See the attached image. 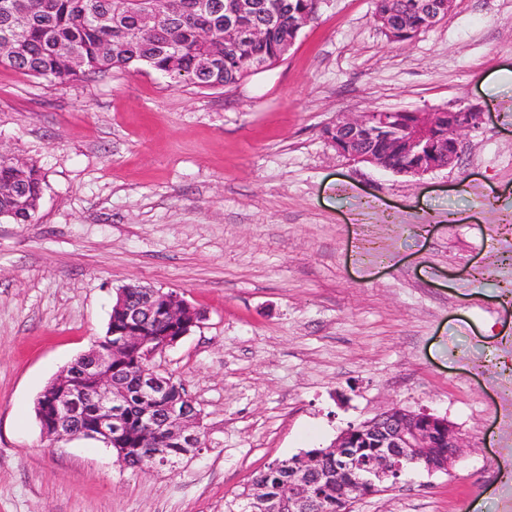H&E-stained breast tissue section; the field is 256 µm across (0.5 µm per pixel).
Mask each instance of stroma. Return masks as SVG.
Here are the masks:
<instances>
[{
    "mask_svg": "<svg viewBox=\"0 0 512 512\" xmlns=\"http://www.w3.org/2000/svg\"><path fill=\"white\" fill-rule=\"evenodd\" d=\"M373 11L322 0L232 89L0 66V149L45 179L34 223H0V512H224L268 464L392 404L446 417L466 448L354 512H512V0H458L407 43ZM463 103L486 123L420 178L322 135L344 113ZM129 282L204 314L159 360L204 432L173 471L51 441L36 417Z\"/></svg>",
    "mask_w": 512,
    "mask_h": 512,
    "instance_id": "1",
    "label": "stroma"
}]
</instances>
